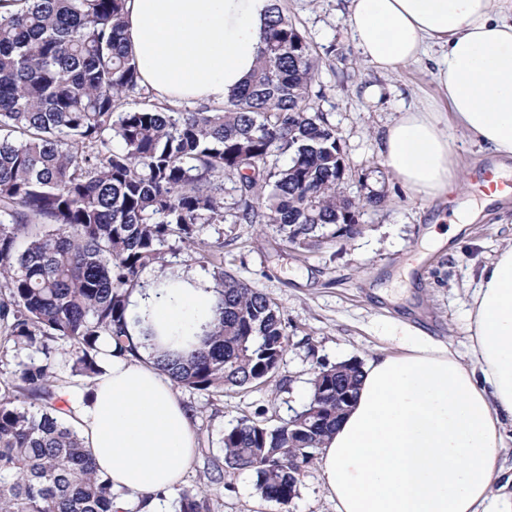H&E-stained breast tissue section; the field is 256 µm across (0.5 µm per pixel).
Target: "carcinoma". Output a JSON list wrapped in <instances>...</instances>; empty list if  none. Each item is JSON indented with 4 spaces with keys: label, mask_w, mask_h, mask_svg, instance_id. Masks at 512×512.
Returning a JSON list of instances; mask_svg holds the SVG:
<instances>
[{
    "label": "carcinoma",
    "mask_w": 512,
    "mask_h": 512,
    "mask_svg": "<svg viewBox=\"0 0 512 512\" xmlns=\"http://www.w3.org/2000/svg\"><path fill=\"white\" fill-rule=\"evenodd\" d=\"M0 512H116L112 479L61 418L58 371L104 373L100 339L140 358L127 332L142 273L165 271L175 244L204 243L226 220L266 223L304 250L360 233V201L344 192L339 132L311 105L312 43L270 0L252 77L224 103L163 108L141 85L125 36L127 0H0ZM122 143L115 152L112 140ZM286 163L279 164L280 158ZM238 199L224 205L222 182ZM219 318L184 355L153 357L171 381L222 394L260 385L282 362L288 326L259 289L214 265ZM336 429V365H321L304 408L280 424L244 418L221 438L224 467L286 505L307 449ZM178 512H211L186 488Z\"/></svg>",
    "instance_id": "1"
}]
</instances>
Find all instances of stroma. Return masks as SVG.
I'll use <instances>...</instances> for the list:
<instances>
[{
	"mask_svg": "<svg viewBox=\"0 0 512 512\" xmlns=\"http://www.w3.org/2000/svg\"><path fill=\"white\" fill-rule=\"evenodd\" d=\"M286 15L311 41L318 62L311 104L336 127L349 178L348 195H384L381 206L366 208L362 231L316 251L284 245L267 224H221L208 229L226 271L275 301L288 325V347L267 382L221 395L177 388L191 410L198 454L184 485L206 490L212 512H336L311 463L298 495L286 505L267 501L255 490L250 472L218 471L220 439L238 420L262 417L278 425L307 404L310 382L322 363L367 362L402 349L387 330L407 325L448 345L463 364L472 353L466 310L481 267L512 245V204L488 209L485 218L458 234L455 255L423 252L437 215L451 216L461 201H476L489 176L492 158L460 129L451 142L465 171V195L427 201L405 192L382 166L380 136L409 106L424 103L447 110L429 61L382 73L360 61L344 23V0H281ZM415 267L407 261L414 254Z\"/></svg>",
	"mask_w": 512,
	"mask_h": 512,
	"instance_id": "stroma-1",
	"label": "stroma"
}]
</instances>
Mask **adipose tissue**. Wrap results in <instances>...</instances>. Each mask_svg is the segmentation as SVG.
I'll use <instances>...</instances> for the list:
<instances>
[{"label":"adipose tissue","instance_id":"obj_1","mask_svg":"<svg viewBox=\"0 0 512 512\" xmlns=\"http://www.w3.org/2000/svg\"><path fill=\"white\" fill-rule=\"evenodd\" d=\"M269 0H128L127 45L142 85L169 104H220L258 61ZM359 59L392 73L431 58L447 112L416 107L384 133L380 157L407 192L437 200L466 189L450 141L457 127L495 159L493 190L457 212L455 230L512 196V0H348ZM202 271L150 276L129 298L128 332L155 330L142 357L106 361L94 386H66L68 421L114 489L138 495L182 485L196 436L152 354L196 342L217 317ZM468 323L474 367L403 330L400 355L362 369L357 397L320 450L336 512H512L489 505L504 425L512 422V246L480 270Z\"/></svg>","mask_w":512,"mask_h":512}]
</instances>
